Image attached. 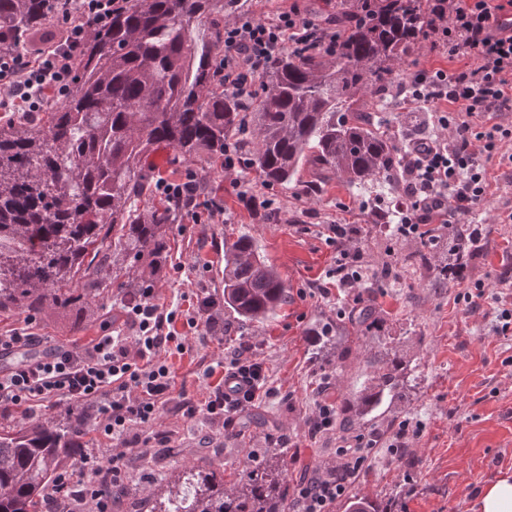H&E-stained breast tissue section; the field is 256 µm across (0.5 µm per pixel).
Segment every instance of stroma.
Returning <instances> with one entry per match:
<instances>
[{"label": "stroma", "instance_id": "stroma-1", "mask_svg": "<svg viewBox=\"0 0 512 512\" xmlns=\"http://www.w3.org/2000/svg\"><path fill=\"white\" fill-rule=\"evenodd\" d=\"M491 176L487 202L466 216L485 227L483 238L464 263L465 279L489 283L476 305L456 299L459 281L436 287L446 265L447 247L427 265L408 258L422 250L417 239L395 240L386 221L397 185H349L322 177L305 164L297 182L262 184L251 166L233 173L208 156L181 159L161 147L143 171L147 197H157L159 179L179 181L195 173L203 198L223 200V213L198 224L166 227L168 247L147 284L156 300L200 311L198 327L178 326L183 351L161 358L174 376V390L156 428L170 432L167 446L152 448L149 461L132 458L112 512H143L145 497L178 466L189 464L223 472L232 479L246 465V449L271 456L285 467V484L295 489L304 477L340 471L336 450L343 437L364 434L379 439L376 448L332 512H347L363 498L392 501L393 512H475L480 489L512 473V331L496 332V316L512 304V144L486 158ZM266 194L268 208L252 211L242 192ZM331 224H353L351 245L362 251L371 275L354 288H340L331 272L336 247L328 240ZM251 235L268 263L279 271L288 299L268 321L242 322L224 308V243ZM389 277H381L382 268ZM372 296L379 325L361 336L348 322L363 296ZM117 295L93 298L82 311L47 309L32 326L39 345L30 357L71 347L102 335L104 329L128 336ZM268 373L269 392L239 417L238 431L204 414L187 417L185 402L202 404L209 389L222 382L224 365L241 343ZM402 362L401 400L384 403L375 417L358 419L347 410L385 355ZM333 401L338 426L329 435L313 434L316 405ZM420 423V436L391 453L386 443L402 420Z\"/></svg>", "mask_w": 512, "mask_h": 512}]
</instances>
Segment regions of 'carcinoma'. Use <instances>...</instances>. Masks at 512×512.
Listing matches in <instances>:
<instances>
[{
  "label": "carcinoma",
  "instance_id": "cac0c4a2",
  "mask_svg": "<svg viewBox=\"0 0 512 512\" xmlns=\"http://www.w3.org/2000/svg\"><path fill=\"white\" fill-rule=\"evenodd\" d=\"M342 28L336 53L280 52L249 111L224 92L217 60L224 19L242 0H126L109 26L90 27L70 89L35 118L0 123V311L71 307L113 290L140 293V262L167 248V201L133 214L145 160L161 145L184 158L224 159L238 142L269 185L296 181L312 161L356 184L390 176L398 147L367 125V106L401 82L403 56L422 42L421 0H370ZM57 19L56 0H0V54L23 55ZM83 287H77V284ZM286 285L246 233L224 246V308L244 322L272 318ZM359 323L377 327L373 299ZM395 359L365 382L351 410L396 397ZM87 436L77 411L57 426H0V512H42L47 490ZM149 512H288L283 472L267 463L224 474L184 466L148 499Z\"/></svg>",
  "mask_w": 512,
  "mask_h": 512
}]
</instances>
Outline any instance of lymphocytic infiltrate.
Instances as JSON below:
<instances>
[{
    "label": "lymphocytic infiltrate",
    "instance_id": "f902f5d3",
    "mask_svg": "<svg viewBox=\"0 0 512 512\" xmlns=\"http://www.w3.org/2000/svg\"><path fill=\"white\" fill-rule=\"evenodd\" d=\"M56 2L62 15L58 43L26 57L0 54V91L31 112L39 111L43 99L66 92L90 24L107 25L113 12L124 5L123 0ZM427 3V40L461 64L452 69L426 67L409 79L410 101L434 108L435 124L431 135L411 139L399 155L403 205L394 226L399 240L431 239L436 228L450 227L451 217L482 206L490 188L483 159L512 142V121L480 128L474 124L491 112H512V0ZM338 41V27L305 19L295 4L268 20L238 15L224 24V89L256 96L258 78L275 54L290 45L304 52L331 53ZM157 188L182 208L186 219L200 223V185L195 174L175 183L159 181ZM328 230L338 253V287H357L367 268L362 253L346 246L357 233L355 225L332 224ZM126 309L134 336L106 333L84 345L60 347L0 370V419L29 420L65 402L89 420L94 435L116 447L107 458L96 449H80L76 464L60 472L48 496L49 512H57L64 503L112 512V499L103 493V486L120 484L127 449L140 440L138 428L154 425L170 400L173 378L160 354L176 340L172 325L180 310L156 302L150 288L142 289ZM249 349V344H241L224 368L225 378L243 379L237 395L228 396L223 385H216L200 408L223 419L228 428L260 398L267 382L264 365L246 359ZM183 408L190 416L200 410L188 402ZM354 441L345 477L301 480L293 512H331L336 500L346 495L348 478L355 476L366 459V449L374 445L361 434Z\"/></svg>",
    "mask_w": 512,
    "mask_h": 512
}]
</instances>
